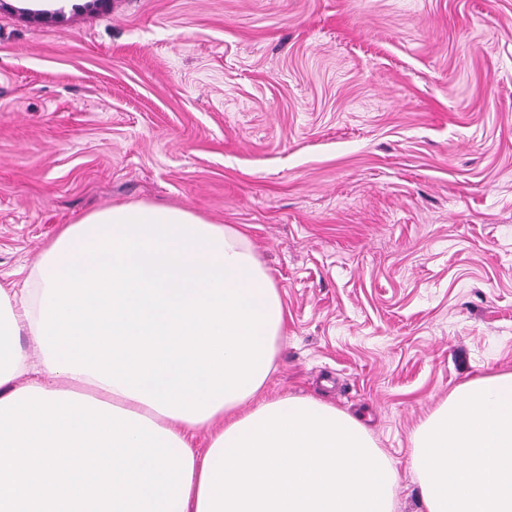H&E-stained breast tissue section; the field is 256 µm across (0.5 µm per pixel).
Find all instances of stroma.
<instances>
[{"instance_id": "obj_1", "label": "stroma", "mask_w": 512, "mask_h": 512, "mask_svg": "<svg viewBox=\"0 0 512 512\" xmlns=\"http://www.w3.org/2000/svg\"><path fill=\"white\" fill-rule=\"evenodd\" d=\"M137 201L248 237L266 397L358 416L420 512L412 432L512 371V0H5L0 283Z\"/></svg>"}]
</instances>
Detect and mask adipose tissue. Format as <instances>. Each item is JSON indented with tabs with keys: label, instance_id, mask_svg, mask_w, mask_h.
I'll return each instance as SVG.
<instances>
[{
	"label": "adipose tissue",
	"instance_id": "adipose-tissue-1",
	"mask_svg": "<svg viewBox=\"0 0 512 512\" xmlns=\"http://www.w3.org/2000/svg\"><path fill=\"white\" fill-rule=\"evenodd\" d=\"M287 323L230 225L143 201L66 225L0 286V512H395L359 419L264 398ZM409 463L421 512H512V372L450 393Z\"/></svg>",
	"mask_w": 512,
	"mask_h": 512
}]
</instances>
